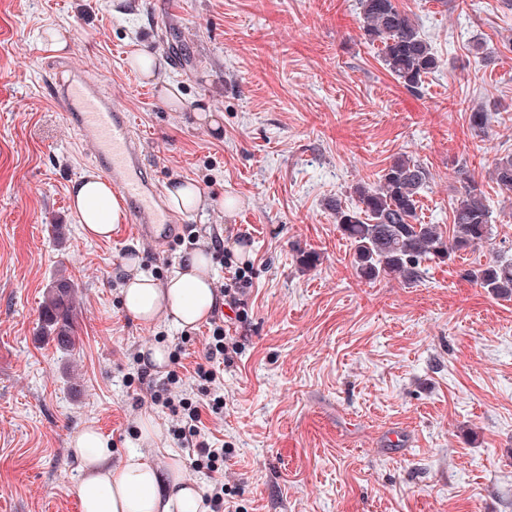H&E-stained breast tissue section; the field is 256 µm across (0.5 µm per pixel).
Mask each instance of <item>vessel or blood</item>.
Here are the masks:
<instances>
[{
    "instance_id": "1",
    "label": "vessel or blood",
    "mask_w": 512,
    "mask_h": 512,
    "mask_svg": "<svg viewBox=\"0 0 512 512\" xmlns=\"http://www.w3.org/2000/svg\"><path fill=\"white\" fill-rule=\"evenodd\" d=\"M54 97L79 137L93 144L95 164L127 202L137 234L154 241L177 235L180 227L165 207L161 189L142 172L131 114L103 97L95 81L81 72L57 82Z\"/></svg>"
}]
</instances>
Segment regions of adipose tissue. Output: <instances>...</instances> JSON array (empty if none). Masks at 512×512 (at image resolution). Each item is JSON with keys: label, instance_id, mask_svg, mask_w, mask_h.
Instances as JSON below:
<instances>
[{"label": "adipose tissue", "instance_id": "1", "mask_svg": "<svg viewBox=\"0 0 512 512\" xmlns=\"http://www.w3.org/2000/svg\"><path fill=\"white\" fill-rule=\"evenodd\" d=\"M70 195L89 238H111L125 218L118 193L99 176L84 177L72 186ZM126 268L121 301L136 321L150 324L166 318L193 328L208 319L217 305L208 246L197 248L163 281L138 271L135 260H127ZM71 448L82 474L77 489L81 512H201L203 508L196 484L185 477L178 459H170L163 468L136 452L113 460L111 442L91 426L74 434Z\"/></svg>", "mask_w": 512, "mask_h": 512}]
</instances>
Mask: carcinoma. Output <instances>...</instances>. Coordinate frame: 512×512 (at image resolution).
<instances>
[{"label": "carcinoma", "mask_w": 512, "mask_h": 512, "mask_svg": "<svg viewBox=\"0 0 512 512\" xmlns=\"http://www.w3.org/2000/svg\"><path fill=\"white\" fill-rule=\"evenodd\" d=\"M364 39L378 44L386 70L406 89L417 91L424 79L438 71L439 57L423 37L419 25L401 10L397 0H358ZM490 113L474 109L469 125L479 137L488 134ZM491 174L512 191V154L494 159ZM429 173L420 163L401 156L384 170L378 184L355 187V205L336 203V224L353 246V266L365 280L397 275L407 283L418 281L422 263L433 259L454 260L484 247L492 232V211L476 182L466 179L452 208V232L444 234L436 224L420 222L419 197ZM464 277L503 298H512V260L491 259L464 270ZM42 329L63 350L76 346L73 285L55 280L42 305Z\"/></svg>", "instance_id": "obj_1"}]
</instances>
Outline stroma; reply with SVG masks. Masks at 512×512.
Returning a JSON list of instances; mask_svg holds the SVG:
<instances>
[{"mask_svg": "<svg viewBox=\"0 0 512 512\" xmlns=\"http://www.w3.org/2000/svg\"><path fill=\"white\" fill-rule=\"evenodd\" d=\"M441 60L410 91L366 42L358 0H0V512H80L69 442L85 425L162 466L188 462L150 393L171 366L153 346L204 362L211 326L143 324L121 305L124 260L168 278L202 241L214 284L244 243L254 261L238 344L216 382L224 411L225 505L235 512H512V300L461 278L512 258V191L491 176L512 154V6L398 0ZM66 50L45 46L51 29ZM150 47L176 99L129 65ZM93 76L134 119L149 176L195 183L187 242L155 244L133 224L86 239L71 185L93 147L68 124L46 75ZM493 114L484 140L471 110ZM431 178L419 215L449 231L464 177L484 190L492 238L424 264L415 283L357 276L334 208L355 203L397 157ZM317 253L315 265L301 256ZM74 283L78 343L59 349L41 303ZM152 415L160 442L139 438Z\"/></svg>", "mask_w": 512, "mask_h": 512, "instance_id": "1", "label": "stroma"}]
</instances>
